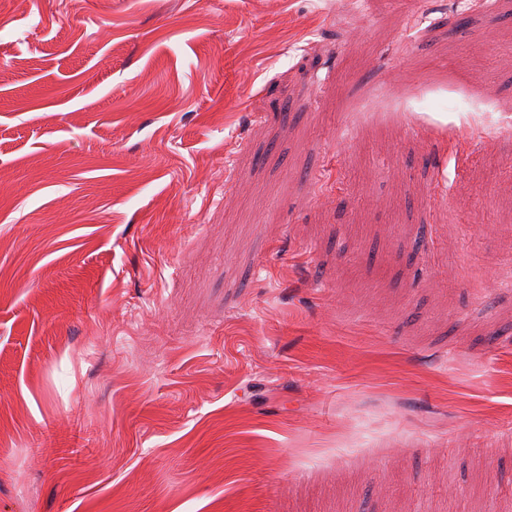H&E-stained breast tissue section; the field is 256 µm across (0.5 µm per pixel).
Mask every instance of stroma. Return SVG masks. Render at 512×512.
<instances>
[{
  "mask_svg": "<svg viewBox=\"0 0 512 512\" xmlns=\"http://www.w3.org/2000/svg\"><path fill=\"white\" fill-rule=\"evenodd\" d=\"M0 11V512H512V0Z\"/></svg>",
  "mask_w": 512,
  "mask_h": 512,
  "instance_id": "obj_1",
  "label": "stroma"
}]
</instances>
